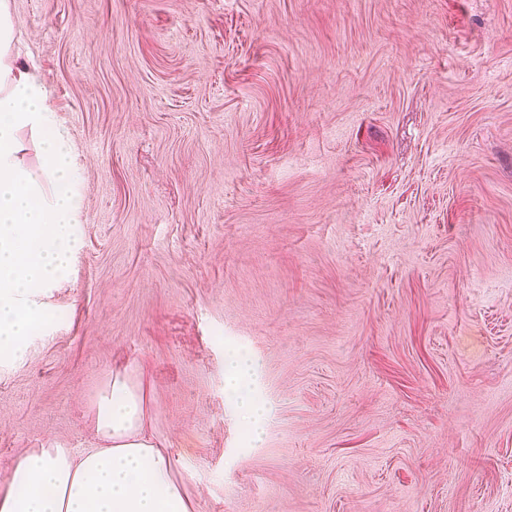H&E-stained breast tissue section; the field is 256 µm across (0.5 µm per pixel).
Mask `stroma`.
Returning <instances> with one entry per match:
<instances>
[{"instance_id": "stroma-1", "label": "stroma", "mask_w": 512, "mask_h": 512, "mask_svg": "<svg viewBox=\"0 0 512 512\" xmlns=\"http://www.w3.org/2000/svg\"><path fill=\"white\" fill-rule=\"evenodd\" d=\"M12 7L85 222L0 494L124 372L192 512H512V0ZM253 373L254 365L251 360L240 353H235L229 358L227 364L226 385L239 390L241 381L252 376ZM240 398L239 406L241 412L251 426V440L256 444L262 439L263 420L266 414V408L260 401L250 397L248 393L241 394Z\"/></svg>"}]
</instances>
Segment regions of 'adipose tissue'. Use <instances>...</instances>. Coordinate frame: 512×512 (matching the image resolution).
Wrapping results in <instances>:
<instances>
[{"label": "adipose tissue", "mask_w": 512, "mask_h": 512, "mask_svg": "<svg viewBox=\"0 0 512 512\" xmlns=\"http://www.w3.org/2000/svg\"><path fill=\"white\" fill-rule=\"evenodd\" d=\"M16 18L0 0V367L26 361L45 337L44 296L67 279L82 240L78 173L70 134L47 103L36 67L20 61ZM35 141L23 161L21 136ZM147 396L123 373L96 401L103 445L82 452L54 444L16 464L0 512H190L170 462L145 429Z\"/></svg>", "instance_id": "adipose-tissue-1"}]
</instances>
